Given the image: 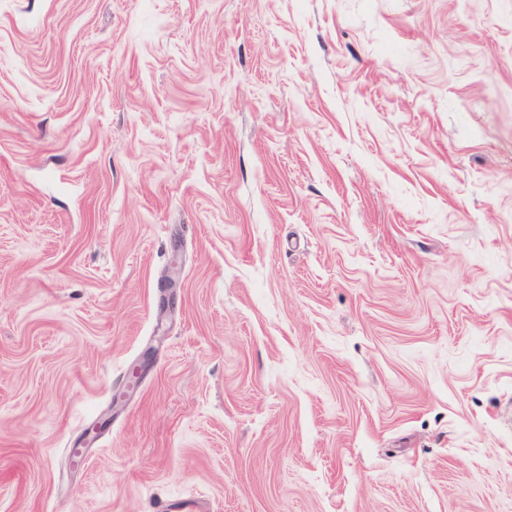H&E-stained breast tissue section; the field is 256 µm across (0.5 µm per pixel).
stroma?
Segmentation results:
<instances>
[{
	"mask_svg": "<svg viewBox=\"0 0 512 512\" xmlns=\"http://www.w3.org/2000/svg\"><path fill=\"white\" fill-rule=\"evenodd\" d=\"M185 503L512 512V0H0V512Z\"/></svg>",
	"mask_w": 512,
	"mask_h": 512,
	"instance_id": "35a3bbf8",
	"label": "stroma"
}]
</instances>
